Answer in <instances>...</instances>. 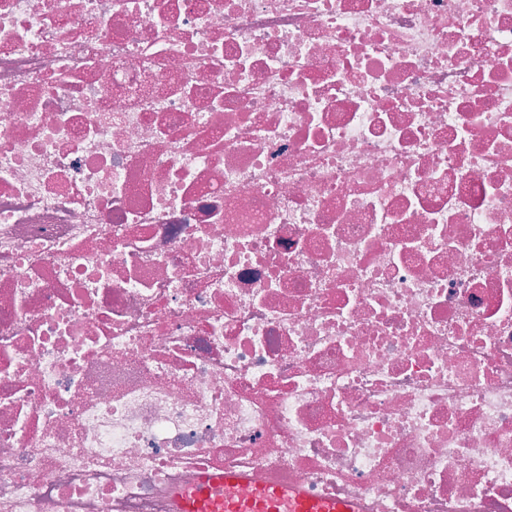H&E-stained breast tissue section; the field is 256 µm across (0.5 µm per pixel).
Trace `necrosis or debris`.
I'll list each match as a JSON object with an SVG mask.
<instances>
[{
  "label": "necrosis or debris",
  "instance_id": "necrosis-or-debris-1",
  "mask_svg": "<svg viewBox=\"0 0 512 512\" xmlns=\"http://www.w3.org/2000/svg\"><path fill=\"white\" fill-rule=\"evenodd\" d=\"M216 471L512 512V0H0V512Z\"/></svg>",
  "mask_w": 512,
  "mask_h": 512
}]
</instances>
